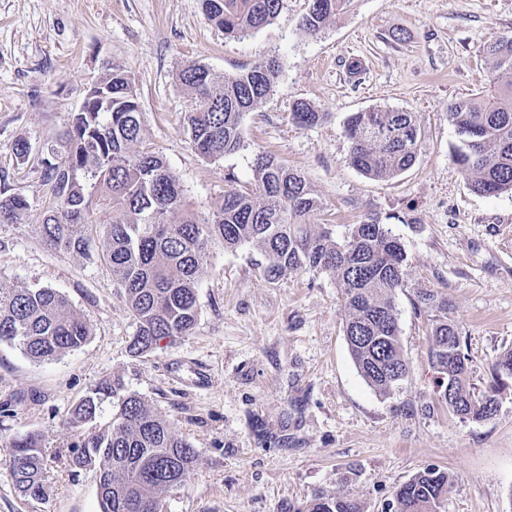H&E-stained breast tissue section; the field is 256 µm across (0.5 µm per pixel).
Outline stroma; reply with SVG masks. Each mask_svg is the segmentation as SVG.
<instances>
[{
    "label": "stroma",
    "instance_id": "1",
    "mask_svg": "<svg viewBox=\"0 0 512 512\" xmlns=\"http://www.w3.org/2000/svg\"><path fill=\"white\" fill-rule=\"evenodd\" d=\"M308 8L282 0L270 24L229 39L202 0H0V196L29 203L23 223L0 224V286L55 289L91 325L84 346L51 362L0 343V438L39 432L65 448L63 415L115 377L199 454L162 512H304L315 495L339 492L385 512L396 487L432 466L453 478L442 512H512V386L490 419L453 415L416 297H447L484 390L512 349V193L470 190L452 158L459 138L448 107L484 87L487 45L512 36V0H350L315 35L300 28ZM267 59L281 70L243 120V149L204 159L183 130L194 101L179 70L197 62L233 74ZM115 64L133 78L144 144L178 177L184 211L207 214L232 185H249L265 152L305 176L336 238L370 216L400 238L408 285L395 304L409 374L399 389L382 395L360 376L332 275L301 268L268 280L264 254L248 245L212 244L192 333L131 356L137 325L97 241L72 255L36 232L54 204L45 148ZM299 100L322 112L316 125L289 122ZM373 108L418 113L424 129L415 164L389 180L349 162L345 122ZM0 512H100L96 477L52 462L46 496L35 500L15 491L0 459Z\"/></svg>",
    "mask_w": 512,
    "mask_h": 512
}]
</instances>
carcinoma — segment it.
<instances>
[{"label":"carcinoma","mask_w":512,"mask_h":512,"mask_svg":"<svg viewBox=\"0 0 512 512\" xmlns=\"http://www.w3.org/2000/svg\"><path fill=\"white\" fill-rule=\"evenodd\" d=\"M348 0H311L301 29L319 33ZM281 0H203L208 20L227 38H242L271 23ZM486 55L492 72L485 90L448 108V122L465 140L452 157L472 192H512V37L491 43ZM279 64L269 60L235 74H219L188 63L178 78L194 99L184 117L197 152L217 160L243 146L245 115L274 91ZM112 99V110L78 112L67 137L63 161L50 163L47 182L58 201L46 211L37 232L50 246L82 254L97 237L101 257L123 290L137 322L129 352L140 357L161 341L186 336L198 317L197 288L211 245H250L265 254V276L275 280L303 267L333 275L345 306V339L366 384L388 395L408 374L395 297L406 287V254L400 241L375 218L352 224L342 240L311 220L323 211L304 175L270 154L253 163L254 188L232 187L212 214L198 219L179 215L183 189L164 159L140 151L142 112L132 80L114 65L97 81ZM298 126H312L321 113L298 101L288 115ZM350 163L365 177L391 179L413 166L423 134L417 113L406 109H369L346 121ZM27 201L0 198V223L22 221ZM431 313L432 364L442 381L453 384L461 419L495 416L499 393L512 380V350L492 365L489 387L476 392L472 365L463 351L457 324L448 319V299L418 292ZM90 326L67 298L48 288H0V342L18 346L34 362L56 359L80 348ZM123 390L120 380L105 379L66 414L76 429L68 445V464L96 473L101 512H161L163 498L186 485L198 453L172 429L167 418L136 394L121 398L111 421L97 423L102 404ZM15 490L41 500L46 494L49 458L43 436L28 432L0 442ZM448 472L427 468L395 490L397 512H438L450 492ZM305 512H363L345 493L316 495Z\"/></svg>","instance_id":"carcinoma-1"}]
</instances>
